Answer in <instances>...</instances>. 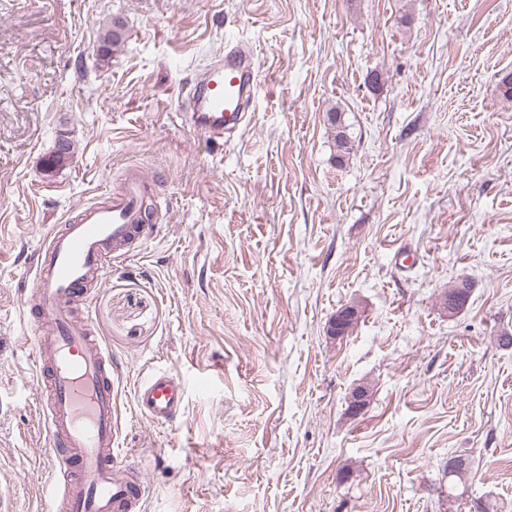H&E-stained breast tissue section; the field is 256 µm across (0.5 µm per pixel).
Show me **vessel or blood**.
I'll list each match as a JSON object with an SVG mask.
<instances>
[{
	"mask_svg": "<svg viewBox=\"0 0 512 512\" xmlns=\"http://www.w3.org/2000/svg\"><path fill=\"white\" fill-rule=\"evenodd\" d=\"M260 65L245 46L225 48L222 59L196 77L184 107L190 127L211 140L239 129L258 87ZM154 181L129 169L120 190L80 206L51 233L35 259L31 345L40 353L39 405L54 480L46 512H142L139 471L119 461L118 416L113 403L112 355L78 310L90 288L133 246L152 238L149 200ZM183 401L179 378L156 373L139 385L135 404L157 422L177 417Z\"/></svg>",
	"mask_w": 512,
	"mask_h": 512,
	"instance_id": "b4317fda",
	"label": "vessel or blood"
}]
</instances>
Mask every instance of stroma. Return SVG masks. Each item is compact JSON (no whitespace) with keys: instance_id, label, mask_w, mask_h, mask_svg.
<instances>
[{"instance_id":"35a3bbf8","label":"stroma","mask_w":512,"mask_h":512,"mask_svg":"<svg viewBox=\"0 0 512 512\" xmlns=\"http://www.w3.org/2000/svg\"><path fill=\"white\" fill-rule=\"evenodd\" d=\"M115 17L124 41L103 61ZM237 43L260 89L248 124L213 142L183 104ZM510 72L512 0H0V494L14 512H42L53 474L24 320L34 258L133 166L155 179L159 233L89 303L143 512H512V346L497 342L512 334ZM62 134L73 161L45 171ZM462 279L470 298L448 315ZM351 301L360 323L334 339ZM155 371L184 383L174 422L136 409ZM453 456L472 470L459 499ZM328 125L332 129L333 139L338 152L346 153L350 149L348 126L345 124L343 113L337 109L327 113ZM358 314H359V310L357 307H354L351 305L343 306L336 313V315L330 322V325L328 328V334L330 336L336 337V339H340L343 336H349V334L352 333L354 328L358 325V323L362 317L361 312L359 315ZM350 321H352V322H350ZM344 324H346V325L343 330V336H342L341 330H342Z\"/></svg>"}]
</instances>
